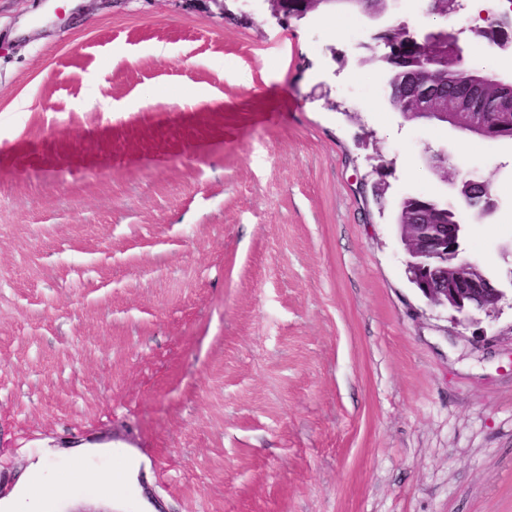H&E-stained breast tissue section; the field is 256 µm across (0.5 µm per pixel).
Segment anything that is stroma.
I'll return each mask as SVG.
<instances>
[{"label":"stroma","mask_w":512,"mask_h":512,"mask_svg":"<svg viewBox=\"0 0 512 512\" xmlns=\"http://www.w3.org/2000/svg\"><path fill=\"white\" fill-rule=\"evenodd\" d=\"M390 0L381 25L455 30ZM0 0V462L140 442L128 512H512V301L455 323L410 283L426 150L489 181L465 247L512 287V140L406 122L375 25L264 0ZM109 100L104 111L101 100ZM43 512H113L66 478ZM268 4L270 16L278 22H282L288 17L300 18L308 13L319 10L320 6L327 5L332 0H264ZM300 1V2H295Z\"/></svg>","instance_id":"35a3bbf8"}]
</instances>
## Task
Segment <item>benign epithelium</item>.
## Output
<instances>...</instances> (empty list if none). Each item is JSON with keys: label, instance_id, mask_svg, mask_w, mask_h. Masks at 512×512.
Masks as SVG:
<instances>
[{"label": "benign epithelium", "instance_id": "benign-epithelium-1", "mask_svg": "<svg viewBox=\"0 0 512 512\" xmlns=\"http://www.w3.org/2000/svg\"><path fill=\"white\" fill-rule=\"evenodd\" d=\"M270 16L282 22L285 18H300L319 10L332 0H265ZM386 11L384 0H359L357 13L375 20ZM402 31V39L410 45V69L407 79L410 85L402 90L400 115L406 121H417L424 117L443 115L450 118L454 127L469 132L483 130V120L479 113L483 105L497 112H512V98L501 97L493 86H482L467 96H450L437 89L436 63L444 62L453 67L462 64V49L455 34L448 32L440 41H435L430 33L420 38L401 23L387 27L377 34L384 45L395 44L393 35ZM427 163L441 170L440 181L453 189V200L448 202L450 209H474V214L484 219L493 214L496 203L488 189V183L473 178H461L448 170V153L434 151L427 157ZM423 217L414 215L408 223L401 225L405 239L404 253L409 279L428 304L466 315L478 310L486 317L494 319L500 311V302L506 291L488 279L478 276V263L460 247L464 233L462 224H435L433 231L423 229ZM454 251V264L450 267L429 270L423 267V260L443 251Z\"/></svg>", "mask_w": 512, "mask_h": 512}]
</instances>
